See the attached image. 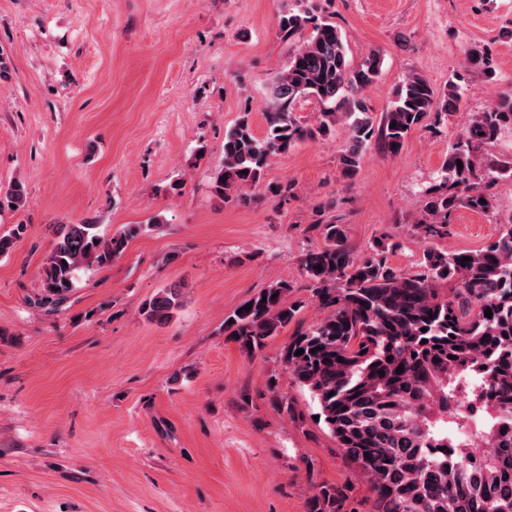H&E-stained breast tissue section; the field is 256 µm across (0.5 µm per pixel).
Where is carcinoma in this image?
Masks as SVG:
<instances>
[{"label":"carcinoma","instance_id":"cac0c4a2","mask_svg":"<svg viewBox=\"0 0 512 512\" xmlns=\"http://www.w3.org/2000/svg\"><path fill=\"white\" fill-rule=\"evenodd\" d=\"M278 29L285 40L310 34L270 77L265 136H255L248 112L224 134V161L210 179L212 194L226 204L251 203L255 189L270 199L289 191L263 184L273 158L303 140L328 136L340 117L348 121L349 139L339 166L352 179L373 138L396 154L431 113L457 107L455 85L440 93L411 73L377 125L363 93L380 74V50L352 65L341 32L318 0L282 14ZM466 62L486 67L485 48L471 46ZM308 98L320 112L305 126L294 110ZM506 130H512V89L475 113L448 149L443 184L427 196L426 217L417 224L423 238L448 235L449 218L460 207L490 211L482 176H512V161L493 162L485 152ZM26 200L25 186L15 183L0 194V210H20ZM99 228L91 221L56 226L35 307L58 310L80 270L120 258L143 226L128 224L109 238ZM314 228L323 242L304 253L301 268L307 288L330 312L293 336L280 361L367 480L371 512H512V227L477 252L429 246L416 273L389 264L395 243L378 241L360 255L347 246L344 225ZM464 257L470 261L461 263ZM443 282L454 283L453 296L441 293ZM291 288L277 282L261 289L224 319V332L248 353L262 349L297 319L301 305L286 302ZM183 304V286L173 284L158 291L143 314L163 325ZM300 349L304 353L296 354ZM307 512L359 510L346 489L323 484L313 489Z\"/></svg>","mask_w":512,"mask_h":512}]
</instances>
